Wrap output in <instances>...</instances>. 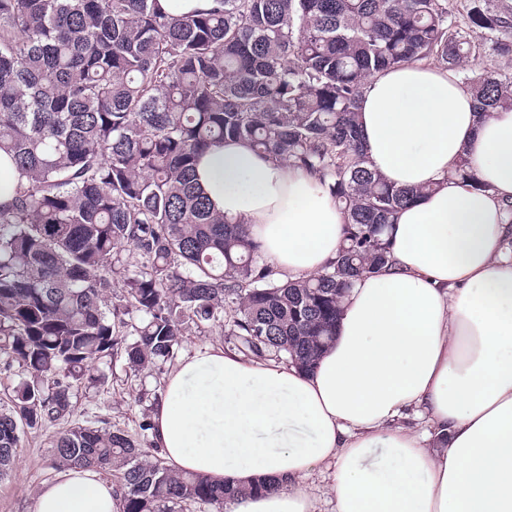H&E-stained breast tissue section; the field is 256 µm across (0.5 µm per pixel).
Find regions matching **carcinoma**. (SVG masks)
Returning a JSON list of instances; mask_svg holds the SVG:
<instances>
[{
    "mask_svg": "<svg viewBox=\"0 0 512 512\" xmlns=\"http://www.w3.org/2000/svg\"><path fill=\"white\" fill-rule=\"evenodd\" d=\"M469 20L456 26L447 0H215L182 16L158 0H0V150L26 179L0 208V351L23 369L0 408V476L24 429L68 416L73 384L101 382L103 359L158 368L190 323L228 329L248 357L312 368L343 297L392 262L396 214L434 190L369 167L365 82L423 59L457 69L476 36L512 55L511 13L476 0ZM470 87L481 114L512 111V72ZM226 140L327 186L345 223L323 272L280 281L247 225L211 207L195 166ZM51 465L115 473L122 512H221L242 493L144 460L96 423L57 437Z\"/></svg>",
    "mask_w": 512,
    "mask_h": 512,
    "instance_id": "1",
    "label": "carcinoma"
}]
</instances>
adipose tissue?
Instances as JSON below:
<instances>
[{
	"label": "adipose tissue",
	"mask_w": 512,
	"mask_h": 512,
	"mask_svg": "<svg viewBox=\"0 0 512 512\" xmlns=\"http://www.w3.org/2000/svg\"><path fill=\"white\" fill-rule=\"evenodd\" d=\"M370 165L434 184L390 229L391 267L341 304L315 366L209 345L169 371L152 439L168 464L270 491L227 512H512V111L479 119L456 71L414 62L375 74L359 101ZM468 157L480 183L454 175ZM213 208L247 224L281 281L320 273L344 215L319 178L229 141L197 166ZM33 512H120L92 469L38 489Z\"/></svg>",
	"instance_id": "ef3b65f1"
}]
</instances>
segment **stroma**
<instances>
[{
  "label": "stroma",
  "mask_w": 512,
  "mask_h": 512,
  "mask_svg": "<svg viewBox=\"0 0 512 512\" xmlns=\"http://www.w3.org/2000/svg\"><path fill=\"white\" fill-rule=\"evenodd\" d=\"M103 369L106 374L103 384L75 388L69 416L23 435L13 471L0 480V512H31L39 486L57 474L50 465L52 442L72 424L105 422L139 441L145 459H153L155 450L151 439L141 429L146 404L140 396L147 390H163L166 371L134 374L119 360L104 363Z\"/></svg>",
  "instance_id": "obj_1"
}]
</instances>
